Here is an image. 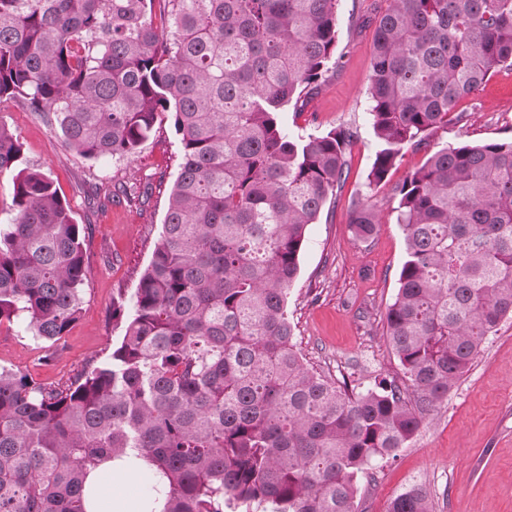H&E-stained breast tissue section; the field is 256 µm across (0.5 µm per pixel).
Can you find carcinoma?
<instances>
[{"label":"carcinoma","instance_id":"carcinoma-1","mask_svg":"<svg viewBox=\"0 0 512 512\" xmlns=\"http://www.w3.org/2000/svg\"><path fill=\"white\" fill-rule=\"evenodd\" d=\"M340 0H0V102L90 159H128L168 116L181 144L160 238L122 336L68 388L0 369V512H86L88 475L135 450L163 512H358L512 318V142L446 145L394 189L406 243L386 338L405 382L347 391L312 372L287 292L355 132L290 136L279 114L338 65ZM369 116L381 182L402 151L512 70V0H386ZM0 321L53 343L80 312L84 227L0 122ZM380 220L363 203L351 224ZM388 512H433L426 492Z\"/></svg>","mask_w":512,"mask_h":512}]
</instances>
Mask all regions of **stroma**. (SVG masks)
<instances>
[{
  "label": "stroma",
  "mask_w": 512,
  "mask_h": 512,
  "mask_svg": "<svg viewBox=\"0 0 512 512\" xmlns=\"http://www.w3.org/2000/svg\"><path fill=\"white\" fill-rule=\"evenodd\" d=\"M378 0H340V59L302 114L280 116L294 135L353 129L345 181L310 225L300 272L288 292V317L305 364L336 385L362 390L381 377H402L385 338V314L406 256L396 222L394 188L441 146L512 140V71L492 75L459 102L462 120L429 131L406 148L378 185L368 175L376 138L368 121V87ZM0 122L23 144L26 164L40 168L86 229L90 275L82 311L62 341L29 336L22 322L0 323V368L64 388L105 361L121 329L112 320L117 293L132 294L151 258L180 163L171 120L158 123L135 157L88 159L69 150L34 112L0 104ZM382 219L367 239L349 224L353 203ZM359 512H387L411 488L426 489L434 512H512V319L487 338L470 372L426 416L407 447L357 479Z\"/></svg>",
  "instance_id": "35a3bbf8"
}]
</instances>
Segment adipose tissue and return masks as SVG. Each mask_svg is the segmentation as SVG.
Instances as JSON below:
<instances>
[{"mask_svg": "<svg viewBox=\"0 0 512 512\" xmlns=\"http://www.w3.org/2000/svg\"><path fill=\"white\" fill-rule=\"evenodd\" d=\"M142 463L128 456L115 461L104 462L88 477L93 492L87 498L88 512H151L152 504L141 498L130 501L126 488L135 482Z\"/></svg>", "mask_w": 512, "mask_h": 512, "instance_id": "ef3b65f1", "label": "adipose tissue"}]
</instances>
